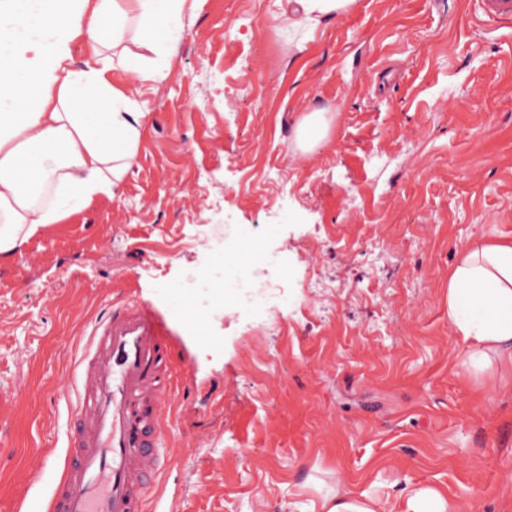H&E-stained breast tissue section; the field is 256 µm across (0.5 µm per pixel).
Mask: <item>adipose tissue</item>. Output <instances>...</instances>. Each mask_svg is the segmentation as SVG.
Masks as SVG:
<instances>
[{"label":"adipose tissue","instance_id":"1","mask_svg":"<svg viewBox=\"0 0 512 512\" xmlns=\"http://www.w3.org/2000/svg\"><path fill=\"white\" fill-rule=\"evenodd\" d=\"M187 0H0V259L114 195L130 168L146 115L134 85L168 75ZM288 24L316 31L359 0H274ZM89 34L83 67L71 44ZM134 47H127L126 38ZM152 59H145V52ZM124 73L115 83L114 71ZM448 324L480 373L512 365V237L457 246L448 268ZM390 512H466L430 484H412Z\"/></svg>","mask_w":512,"mask_h":512}]
</instances>
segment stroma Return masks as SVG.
Returning <instances> with one entry per match:
<instances>
[{"label": "stroma", "mask_w": 512, "mask_h": 512, "mask_svg": "<svg viewBox=\"0 0 512 512\" xmlns=\"http://www.w3.org/2000/svg\"><path fill=\"white\" fill-rule=\"evenodd\" d=\"M273 11L197 0L167 78L136 88L148 118L114 196L0 263V512H46L70 341L115 298L178 353L175 512H308L338 486L391 501L412 483L512 512V368L467 378L448 326L455 246L512 235V28L476 0H361L312 34ZM315 110L334 134L295 151ZM257 225L280 254L277 329L226 306L197 330L174 293Z\"/></svg>", "instance_id": "obj_1"}]
</instances>
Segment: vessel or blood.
Returning a JSON list of instances; mask_svg holds the SVG:
<instances>
[{
    "label": "vessel or blood",
    "instance_id": "1",
    "mask_svg": "<svg viewBox=\"0 0 512 512\" xmlns=\"http://www.w3.org/2000/svg\"><path fill=\"white\" fill-rule=\"evenodd\" d=\"M487 21L512 24V0H479ZM175 346L164 325L133 302H113L91 327L74 366L66 464L48 512H143L160 493L174 393Z\"/></svg>",
    "mask_w": 512,
    "mask_h": 512
}]
</instances>
